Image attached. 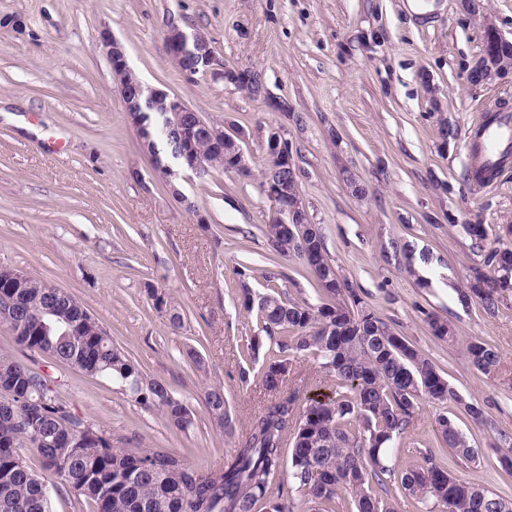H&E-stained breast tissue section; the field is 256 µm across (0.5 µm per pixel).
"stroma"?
Returning a JSON list of instances; mask_svg holds the SVG:
<instances>
[{"label": "stroma", "mask_w": 512, "mask_h": 512, "mask_svg": "<svg viewBox=\"0 0 512 512\" xmlns=\"http://www.w3.org/2000/svg\"><path fill=\"white\" fill-rule=\"evenodd\" d=\"M0 0V17L20 15L18 34L0 27V265L53 282L72 295L138 363L146 379L167 382L195 410L186 432L118 386L19 345L0 327V352L47 375L72 411L125 448L168 451L207 469L224 461L265 394L259 353L240 346L261 335L236 298L238 272L250 287L286 286L317 302L313 277L274 257L263 229L274 208L262 193L270 129H280L300 171L299 190L325 249L363 300L392 320L446 373L488 422L474 425L452 403H422L397 461L428 449L437 464L512 498L499 459L512 449V293L495 313L457 290L476 255L465 225L496 235L512 224V163L485 188L468 181L471 132L496 99L512 104V82L472 87L465 66L482 51L485 20L512 37V0ZM176 24L204 33L226 68L260 74L271 109L222 78L186 79L166 60L164 33ZM126 47L145 82L182 96L209 122L242 135L252 177L212 170L181 179L176 199L153 171L128 124L102 32ZM455 139L439 134L441 120ZM367 188L355 196L346 181ZM206 212L208 225L196 222ZM411 242L429 254L428 287L417 285L384 250ZM164 289L184 312L171 328L144 291ZM447 318L460 338L429 334L423 312ZM494 347L501 364L484 374L464 359L461 340ZM250 368L248 383L240 371ZM220 382L235 433L215 427L204 406ZM457 417L477 453L461 463L437 433L441 413Z\"/></svg>", "instance_id": "35a3bbf8"}]
</instances>
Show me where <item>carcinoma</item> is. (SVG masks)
Returning <instances> with one entry per match:
<instances>
[{
	"label": "carcinoma",
	"instance_id": "obj_1",
	"mask_svg": "<svg viewBox=\"0 0 512 512\" xmlns=\"http://www.w3.org/2000/svg\"><path fill=\"white\" fill-rule=\"evenodd\" d=\"M463 228L480 261L469 267L458 299L466 304L477 297L492 314L512 289V249L502 244L512 237V224L500 227L497 247L486 245L485 225ZM264 235L276 256L297 261L312 275L319 303L297 302L275 289L256 295L247 282V266L239 271L237 301L256 313L268 338L285 335L279 352L313 355L334 388L301 402L300 385L289 383L288 359L275 356L260 372L267 399L250 415L234 453L202 472L174 453L104 443L97 437L101 428L75 414L45 376L0 353V388L14 402L12 410H0V512H50V477L95 512H292L272 497L284 489L299 494L313 512H329L327 506L344 494L350 497V512H398L399 495L446 512H512V499L448 471L430 451H418L419 463L409 467L396 463L393 447L422 402L454 403L477 425L485 423V411L463 398L444 370L402 336L393 321L364 303L328 257L318 225L288 229L271 223ZM392 256L416 283L428 284L416 268L418 261L430 263L428 256L397 242ZM13 272L0 266V293L18 294L24 311L12 320L0 317V326L17 343L119 386L182 431L193 426L189 402L166 384L146 380L78 302L51 300L43 281L33 276L23 287L10 289ZM145 290L170 326L181 328L184 315L168 294L152 283ZM423 315L434 337L458 342L448 319ZM461 347L480 372L500 365L498 351L481 340L467 339ZM204 404L216 427L232 428L223 384L208 385ZM435 428L458 460H476L455 415H437ZM27 448L37 454L41 472L27 465Z\"/></svg>",
	"mask_w": 512,
	"mask_h": 512
}]
</instances>
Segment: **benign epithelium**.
Masks as SVG:
<instances>
[{"mask_svg": "<svg viewBox=\"0 0 512 512\" xmlns=\"http://www.w3.org/2000/svg\"><path fill=\"white\" fill-rule=\"evenodd\" d=\"M107 55L123 100L127 120L136 129L139 139L147 147L155 144L149 126L144 117L151 113L155 116L164 137L176 147V160L164 166L161 177L167 179L172 195L183 198L181 191L172 182L175 176L173 167L201 175L208 171L207 156L197 149V141L203 140L215 151L226 154V158L238 169L250 168L246 150L239 137L224 136V127L204 122L197 110L181 96L146 84L142 80L130 78L129 66L124 46L108 33H103ZM483 43L493 48L511 45L512 40L502 36L497 28L486 22L483 30ZM165 53L169 63L187 78L197 75H217L240 85L234 78L241 74L239 70L224 68L217 58L210 42L200 32L189 33L177 25H170L164 34ZM467 81L472 86H489L512 74V68L495 62L494 52L480 54L472 63L465 66ZM265 156L272 162V170L265 176L263 189L274 202V214L271 221L285 226L307 223L305 204L301 195H289L288 183L296 179L297 170L294 160L283 141L281 132L273 129L267 136Z\"/></svg>", "mask_w": 512, "mask_h": 512, "instance_id": "obj_1", "label": "benign epithelium"}]
</instances>
